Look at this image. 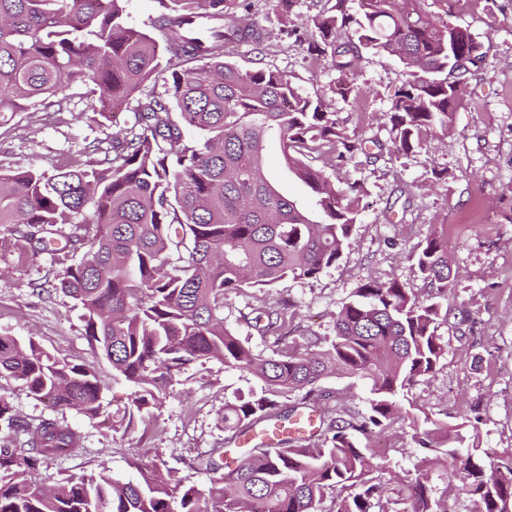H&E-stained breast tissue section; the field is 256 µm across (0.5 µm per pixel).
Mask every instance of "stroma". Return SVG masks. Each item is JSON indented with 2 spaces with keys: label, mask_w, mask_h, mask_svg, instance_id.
<instances>
[{
  "label": "stroma",
  "mask_w": 512,
  "mask_h": 512,
  "mask_svg": "<svg viewBox=\"0 0 512 512\" xmlns=\"http://www.w3.org/2000/svg\"><path fill=\"white\" fill-rule=\"evenodd\" d=\"M423 7L436 20L479 37L488 51L486 70L470 80L447 132H433L427 147L398 158L383 153L350 169V178L365 188L350 246L320 276L285 280L275 289L296 306L295 338L313 334L329 340L336 312L367 280L394 277L423 294L407 253L430 233L447 238L455 279L448 318L438 328L447 352L436 372L409 390L402 417L367 440L377 462L402 478L413 473L419 454L411 417L421 412L452 426L460 413L477 411L485 461L512 457V0H497L492 7L486 0H424ZM252 18L266 33L264 48L240 47L232 61L245 69L287 72L303 94L330 104L347 131L388 140L386 113L409 79L399 63L366 54L356 82L368 93L353 108L336 92L339 74L330 60L293 46L272 0H254ZM134 120L133 105L104 118L94 112L86 88L69 87L62 111L0 116V171L85 162L90 145ZM83 255L80 249L25 246L10 225L0 226V335L32 340L55 358L94 366L110 404L107 416L91 420L73 410L58 411L21 383L0 380V396L25 420L61 415L84 434L83 452L50 461L42 478L85 474L104 463L114 478L128 480L136 477V464L155 462L205 488L207 475L190 472L188 464L223 447L224 403L237 391L257 389L256 380L210 361L173 383L162 406L153 410L149 428L126 432L115 426L133 388L86 336L80 306L57 288L58 274ZM267 298L251 289L224 302L228 327L266 355L276 350L275 337L262 335L245 318ZM320 387L353 412L364 410L369 397L367 384L354 377L333 375Z\"/></svg>",
  "instance_id": "1"
}]
</instances>
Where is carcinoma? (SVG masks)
Here are the masks:
<instances>
[{
	"label": "carcinoma",
	"instance_id": "cac0c4a2",
	"mask_svg": "<svg viewBox=\"0 0 512 512\" xmlns=\"http://www.w3.org/2000/svg\"><path fill=\"white\" fill-rule=\"evenodd\" d=\"M126 0H0V113L47 109L70 84H81L107 116L136 102L123 135L100 140L84 168L0 173V224L22 225L28 244L70 224L66 237L83 258L58 275L62 292L83 310L85 334L134 392L125 429L161 405L167 388L192 366L220 361L250 375L261 392L224 402V443L279 430L273 445L256 441L238 456L213 448L190 462L210 476L206 491L157 463L135 464L138 479L120 482L107 467L50 483L40 469L83 451L81 430L64 420L23 419L0 397V512H323L330 491L335 512H393L404 498L411 512L433 509L432 473L451 462L446 492L460 481L482 512L512 507V458L479 460L478 418L448 427L412 419L423 456L401 478L360 445L398 413L397 397L436 370L447 352L438 335L439 299L454 275L448 242L428 236L409 254L429 295L399 281H368L335 317V336L287 343L291 304L273 297L257 309L256 327L285 346L265 356L224 325V299L249 289L272 291L291 278H315L340 260L360 214L362 184L342 170L371 158V147L409 155L431 132L448 130L468 78L485 69L487 52L468 28L439 24L423 0H357L351 13L311 18L307 52L328 57L345 76L341 95L357 98L363 53L395 58L407 70L387 113L389 142L347 134L325 101L302 94L289 75L243 69L224 48L262 44L245 22L251 0H157L154 33L128 26ZM297 0H275L284 28L295 25ZM461 55L448 57V41ZM165 75L163 91L145 84ZM199 137L186 139L184 129ZM279 138L288 171L307 189L308 210L280 194L267 177L264 143ZM318 154L322 166L310 161ZM365 381L366 410L326 402L320 383L331 375ZM22 383L54 406L89 419L108 412L95 368L52 357L34 341L0 335V380ZM298 396L282 407L281 397ZM300 414L315 417L307 437L291 432Z\"/></svg>",
	"mask_w": 512,
	"mask_h": 512
}]
</instances>
